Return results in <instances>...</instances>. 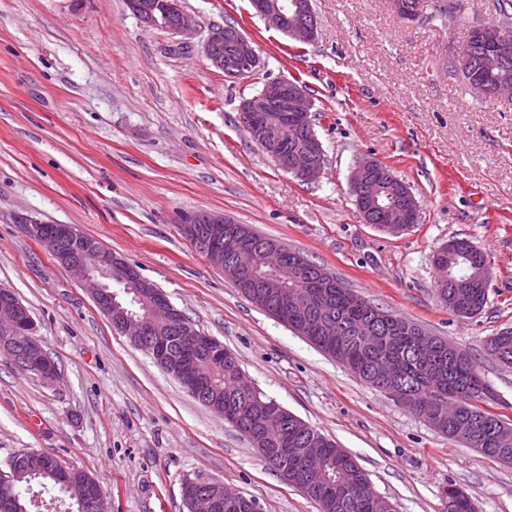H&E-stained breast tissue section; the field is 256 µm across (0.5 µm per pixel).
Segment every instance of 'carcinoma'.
<instances>
[{
  "instance_id": "1",
  "label": "carcinoma",
  "mask_w": 512,
  "mask_h": 512,
  "mask_svg": "<svg viewBox=\"0 0 512 512\" xmlns=\"http://www.w3.org/2000/svg\"><path fill=\"white\" fill-rule=\"evenodd\" d=\"M498 22L501 33L512 38V0H497ZM469 71L462 72L464 80L478 77L492 84L503 79L512 83V64L501 70L489 66V56L495 52V42L484 36L469 35ZM459 254L448 258V252L439 249L433 263L443 269L438 281V297L456 316L471 317L480 313L487 303L488 271L484 254L468 241L457 242ZM304 260L296 250L286 249L285 261L271 264L261 259V269L285 268ZM306 291L311 308L317 316L331 315L341 328V334L330 340L320 334L308 340L326 354L345 366L372 387H383L372 374L374 363L389 359L398 367L404 391L415 398L426 397L437 401L439 420L434 425L440 433L453 438L458 426L478 419L488 410L483 404L492 399V392L479 373L472 356L463 352L461 357L448 355V342L434 336L428 343L418 341L415 331L419 326L400 316L380 314L381 308L371 303L353 307L349 292L343 282L336 287L302 288V282L293 271H288L286 288L263 304V310L272 316L279 315L288 305V294ZM487 350L505 366L512 367V330L506 329L486 342ZM205 392L208 399L224 404V414L229 424L245 437L260 436L268 449L266 460L273 470L299 471L293 484L318 506L319 512H389L384 501L374 498V488L359 463L345 450L318 433L293 414H288V424L271 426L258 410L247 408L237 391V377L241 371L239 361L204 360ZM317 436L316 447L323 449L315 461L301 466L295 458L285 454L287 448H300ZM481 455L512 463V447L496 448L492 441L476 445ZM22 470V478L12 489L15 512H31L32 499L25 496L34 481L43 487H61L55 474L42 457L23 451L14 454ZM447 512H477L474 499L453 486L444 489Z\"/></svg>"
}]
</instances>
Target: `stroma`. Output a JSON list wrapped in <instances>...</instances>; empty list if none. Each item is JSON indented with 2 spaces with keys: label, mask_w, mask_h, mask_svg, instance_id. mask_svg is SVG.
<instances>
[{
  "label": "stroma",
  "mask_w": 512,
  "mask_h": 512,
  "mask_svg": "<svg viewBox=\"0 0 512 512\" xmlns=\"http://www.w3.org/2000/svg\"><path fill=\"white\" fill-rule=\"evenodd\" d=\"M190 46L144 25L126 0H0V286L37 325L58 379L0 354V462L26 449L87 472L112 512H183L185 477L220 481L263 512H318L247 439L118 334L90 294L17 218L74 224L120 254L240 360L252 384L357 458L395 512H444L451 485L478 512H512V464L448 438L253 305L185 237L199 212L303 253L363 299L466 350L512 420V368L486 348L512 327V97L475 95L449 59L497 0H464L447 27L411 24L391 0H312L318 34L298 42L249 0H181ZM234 24L260 63L231 80L203 42ZM306 87L326 166L315 182L279 169L244 130L243 98L277 78ZM387 165L418 224L363 223L357 161ZM465 239L486 257L472 318L439 301L432 254Z\"/></svg>",
  "instance_id": "stroma-1"
}]
</instances>
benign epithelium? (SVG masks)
Here are the masks:
<instances>
[{"mask_svg": "<svg viewBox=\"0 0 512 512\" xmlns=\"http://www.w3.org/2000/svg\"><path fill=\"white\" fill-rule=\"evenodd\" d=\"M255 13L267 19L277 29L301 42H311L317 36V22L310 0H251ZM397 13L405 20L417 22L424 15L423 3L407 9L401 0H393ZM464 9L463 0H437L435 11L456 18ZM142 23L160 27L180 38L187 45L195 30V20L179 0H160L151 10L139 14ZM227 36V28L213 26L203 43V52L210 64L224 72L228 79L245 77L255 71L259 55L254 42L241 31L234 33L235 64L224 61L220 47ZM470 89L484 98H499L512 90L503 84L491 89L480 80ZM241 120L253 141L275 160L278 167L302 182L317 180L325 168V153L313 122V101L306 88L294 80L280 78L264 84L262 89L246 98L240 105ZM298 132L302 136L300 151L288 156L280 152L282 138ZM350 192L358 203L357 211L366 224L373 223L374 212L383 215L379 229L397 232L404 223L407 208L419 211L411 189L390 169L377 160L357 162L350 179ZM209 233L201 240V248L210 264L231 281L253 282L258 255L249 250L244 237L248 229L234 228V221L222 214L206 216ZM25 233L41 244L63 267L70 270L88 289L98 309L113 322L118 332L136 346L145 340L156 362L172 375L192 397L206 400L203 378L198 369L201 357L224 355V347L211 336L198 330L194 323L172 305L154 283L141 276L122 256L71 224H48L40 218L25 215L19 218ZM312 285L331 288L336 278L322 267L313 268ZM133 293L152 307V316L140 321L123 318L114 313L116 297ZM162 322L170 332L185 338L186 348L173 356L168 338L157 334V323ZM34 322L24 306L8 288L0 287V352L10 358L31 364L34 372L47 383L56 380L57 370L42 344L34 337ZM25 336L24 348H18L16 337ZM53 471L60 477L69 498L79 503L84 512H111L110 502L96 481L87 476L76 479L69 467L51 461ZM224 489V497L241 499L243 495L224 488L215 481L188 479L181 484V495L188 512H214L216 488Z\"/></svg>", "mask_w": 512, "mask_h": 512, "instance_id": "1", "label": "benign epithelium"}]
</instances>
